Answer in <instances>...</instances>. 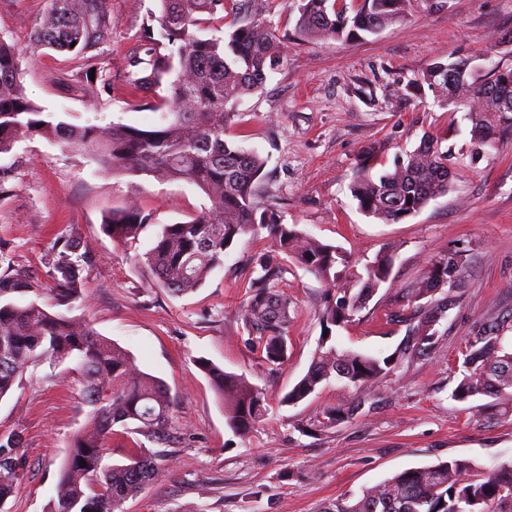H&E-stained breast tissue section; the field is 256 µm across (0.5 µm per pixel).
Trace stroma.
<instances>
[{
	"label": "stroma",
	"instance_id": "obj_1",
	"mask_svg": "<svg viewBox=\"0 0 512 512\" xmlns=\"http://www.w3.org/2000/svg\"><path fill=\"white\" fill-rule=\"evenodd\" d=\"M48 7L49 0H0V40L25 53L28 97L75 124L158 127L157 92L134 90L126 79L157 0H110L112 37L96 58L104 81L93 98L85 93L84 67L68 54L26 51ZM297 16L295 0H265L263 17L285 37V48L263 89L236 104L242 121L226 138L266 158L260 200L281 223L361 263L397 247L389 281L353 322L334 329L337 346L379 357L403 346L406 326L390 319L397 299L446 250L468 254L462 286L436 348L378 381L359 414L322 430L323 412L347 407L352 388L333 378L298 404L282 402L324 332L325 288L314 274L285 262L282 286L294 306L288 352L283 363H267L242 322V281L252 257L271 249L267 231L241 235L202 288L173 295L138 260L163 225L207 207L204 194L148 175L105 176L86 153L38 134L21 139L0 158L11 169L10 194L0 201V243L15 266L41 278L43 251L57 237L78 234L96 256L84 316L174 398L170 464L158 484L125 503V512H319L324 502L411 467L465 458L486 471L512 460V416L491 409L487 396L455 401L448 370L488 308L512 310V140L473 162L461 153L469 132L460 130L451 140L459 175L448 194L397 224L359 211L349 191L366 150L381 172L424 134L445 132L452 108L422 82L434 64H512V51L498 45L512 30V0H421L407 19L351 41L299 39ZM129 209L147 215L148 226L136 241L114 242L104 217ZM202 359L245 375L265 393L268 412L247 436L227 426ZM89 411L75 374L46 364L0 400V435L23 437V481L10 512H46Z\"/></svg>",
	"mask_w": 512,
	"mask_h": 512
}]
</instances>
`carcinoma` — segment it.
<instances>
[{
	"label": "carcinoma",
	"instance_id": "cac0c4a2",
	"mask_svg": "<svg viewBox=\"0 0 512 512\" xmlns=\"http://www.w3.org/2000/svg\"><path fill=\"white\" fill-rule=\"evenodd\" d=\"M159 2L155 20L162 40L145 35V57L134 59L128 74L130 84L140 90L167 84L159 127L76 125L44 111L25 94L19 50L0 42V157L11 154L20 138L40 134L89 154L104 169L196 186L209 206L188 221L164 225L140 260L157 284L176 296L201 288L224 265V251L237 237L267 230L274 250L259 254L244 280L243 328L265 361L282 362L292 322V301L278 283L282 262L302 265L325 285L319 315L328 334L321 337L306 374L282 402L299 403L333 376L345 381L358 391V400L346 410L324 413L322 427H331L360 409L371 388L406 355L404 349L383 357L340 349L330 334L332 328L352 321L389 280L395 250L376 255L360 271L336 247L294 224L278 222L257 200L265 159L224 139L226 127L238 116L233 104L258 91L281 56L282 43L261 19L255 0L236 5L230 30L211 38L195 35L192 28L199 25L200 15L224 9V0ZM107 3L51 0L30 47L68 52L90 66L95 51L112 35ZM412 7V0H356L338 10L336 0H301L296 31L307 40L360 39L405 19ZM465 65L464 60L439 63L424 81L442 98L451 92L471 102L465 113L467 153L476 161L487 154V141L498 145L512 139V105H504L498 94L501 80L512 85V67L469 73L448 87V68ZM442 142L427 134L392 169L376 175L370 158L364 157L351 184L358 208L385 224H397L446 195L456 167L452 147L444 149ZM146 221L137 210L114 211L103 228L113 240L126 243L139 237ZM7 258L6 248L0 246V263L7 262L0 271V400L41 364L69 362L91 407L87 423L73 436L48 512H124L128 499L147 491L163 474L162 454L136 441L126 462L114 464L107 441L119 426L127 434L166 444L174 399L162 380L142 371L127 350L99 334L86 318L70 314L75 303L84 300V272L95 262L75 234L55 240L41 257L52 304L24 299L38 283ZM467 263L463 252L447 251L409 289V315L403 322L413 339L412 353L436 347L438 326L455 301ZM57 306L67 311H57ZM198 365L222 401L229 428L247 433L264 416V393L245 377L208 360L200 359ZM450 371L456 376L454 400L493 396L502 405H512V312L484 314L463 339ZM19 448V435H0V512H9L7 504L21 488ZM502 504L512 507V461L482 472L466 459L450 458L405 469L359 495L325 503L321 512H495Z\"/></svg>",
	"mask_w": 512,
	"mask_h": 512
}]
</instances>
